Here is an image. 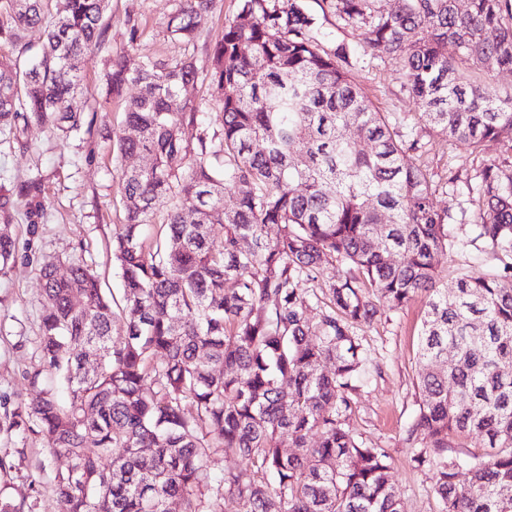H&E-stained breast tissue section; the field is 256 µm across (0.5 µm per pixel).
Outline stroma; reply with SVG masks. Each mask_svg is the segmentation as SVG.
Returning a JSON list of instances; mask_svg holds the SVG:
<instances>
[{"label": "stroma", "instance_id": "35a3bbf8", "mask_svg": "<svg viewBox=\"0 0 512 512\" xmlns=\"http://www.w3.org/2000/svg\"><path fill=\"white\" fill-rule=\"evenodd\" d=\"M240 0H213L201 25L195 50L199 72L211 65L209 46L226 20L233 18ZM179 0H110L104 48L88 54L81 64L80 104L84 109L78 132L61 134L35 121L19 125L15 136H0V233L15 244V262L0 273V415L27 397V376L40 360L39 324L45 305L39 270L43 263L83 258L111 291L120 288L112 263V231L124 221L119 188L120 166L138 165V157L117 161L113 132H125L124 100L135 95L127 86L122 98L112 97L105 80L112 54L135 49L143 59L180 56L183 47L167 31ZM377 110L403 119L423 132L426 150L418 161L430 173L438 209H457L461 197L448 190L449 169L473 168L498 156L500 146L490 141L480 153L432 130L420 119L421 109L400 90L394 68L370 57L352 72ZM37 181L39 188L23 194L22 185ZM458 243L453 257H440L439 284L454 286L457 277L481 276L498 264L491 246L473 240L470 227L454 225ZM427 301L417 295L407 306L382 311L372 322L359 325L357 334L367 351V380L354 398L351 427L367 443L391 456V479L400 492L402 512H439L435 477L415 467L407 431L421 396L417 386L419 330ZM38 434L0 432V497L21 512H61L53 491L65 457H50Z\"/></svg>", "mask_w": 512, "mask_h": 512}]
</instances>
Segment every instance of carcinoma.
<instances>
[{
    "instance_id": "carcinoma-1",
    "label": "carcinoma",
    "mask_w": 512,
    "mask_h": 512,
    "mask_svg": "<svg viewBox=\"0 0 512 512\" xmlns=\"http://www.w3.org/2000/svg\"><path fill=\"white\" fill-rule=\"evenodd\" d=\"M211 8L180 0L168 21L187 49L179 58L112 57V95L140 86L124 107L138 135H116L117 156L152 161L120 173L122 294L108 296L82 260L65 278L42 266L40 364L6 431L35 432L69 460L53 485L62 512H168L173 500L181 512H222L226 500L239 512H401L388 452L347 423L365 377L356 328L424 291L412 461L435 471L440 512H512V92L494 85L512 70V0H320L338 27L361 31L330 48L301 0H240L202 77L188 49ZM108 10L109 0H0V37L45 35L29 64L0 56L1 132L20 117L65 134L81 126L80 64L103 44ZM367 55L395 67L430 129L474 153L500 144L466 178L460 216L434 206L430 175L411 162L419 135L351 79ZM200 79L221 111L210 138L202 104L182 95ZM350 126L370 148L346 137ZM163 200L167 222L150 236ZM459 221L502 265L448 290L437 259ZM14 260L1 234L0 272ZM336 262L347 270L313 319L319 298L304 282ZM472 434L486 450L462 457ZM219 452L247 467L212 479Z\"/></svg>"
}]
</instances>
